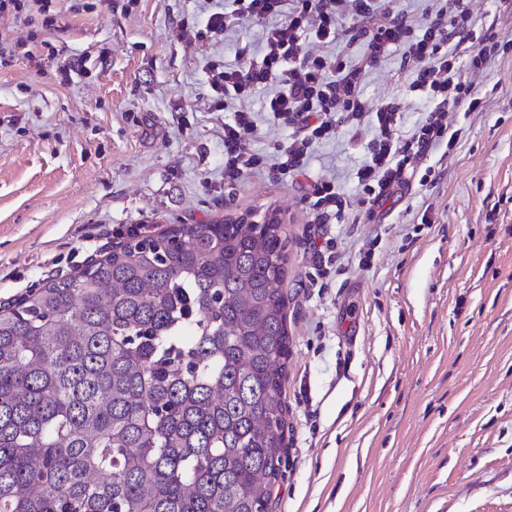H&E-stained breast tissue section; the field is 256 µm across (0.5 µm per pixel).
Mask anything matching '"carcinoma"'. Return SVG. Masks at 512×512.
<instances>
[{
  "instance_id": "1",
  "label": "carcinoma",
  "mask_w": 512,
  "mask_h": 512,
  "mask_svg": "<svg viewBox=\"0 0 512 512\" xmlns=\"http://www.w3.org/2000/svg\"><path fill=\"white\" fill-rule=\"evenodd\" d=\"M282 222L130 236L0 309V512H269Z\"/></svg>"
}]
</instances>
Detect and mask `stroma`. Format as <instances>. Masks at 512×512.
<instances>
[{"mask_svg": "<svg viewBox=\"0 0 512 512\" xmlns=\"http://www.w3.org/2000/svg\"><path fill=\"white\" fill-rule=\"evenodd\" d=\"M216 0H52L0 18V306L74 274L132 232L278 210L287 246L290 356L282 474L270 512H512V50L476 81L484 111L433 153L430 184L394 191L356 224H319L308 179L224 177V115L205 66L235 64L261 31L177 41ZM391 47L362 81L402 99L404 128L431 104L405 95ZM74 62L69 80L55 59ZM249 148L274 161L289 130ZM371 129L318 144L310 177L357 201ZM327 284L314 274L330 252Z\"/></svg>", "mask_w": 512, "mask_h": 512, "instance_id": "1", "label": "stroma"}]
</instances>
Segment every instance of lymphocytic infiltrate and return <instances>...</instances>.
Wrapping results in <instances>:
<instances>
[{
	"instance_id": "lymphocytic-infiltrate-1",
	"label": "lymphocytic infiltrate",
	"mask_w": 512,
	"mask_h": 512,
	"mask_svg": "<svg viewBox=\"0 0 512 512\" xmlns=\"http://www.w3.org/2000/svg\"><path fill=\"white\" fill-rule=\"evenodd\" d=\"M249 25L262 28V46L236 48L238 62L208 65L211 106L224 115V174L240 180L273 171L280 181L305 176V160L340 127L372 126L375 135L356 173L360 209L342 197L335 179L310 187L309 203L320 224H346L360 212H373L395 187L429 175L420 169L429 154L454 146L461 131L452 112H479L483 97L475 85L512 42L482 34L467 0H430L424 22L388 10L384 0H224L207 14L203 27L179 24L176 38L190 42L221 36ZM350 39L364 44L359 58L330 46ZM402 46L400 67L411 80L410 94L428 98L433 107L411 130L402 128L400 98L369 107L362 96L364 74L381 69L386 51ZM265 92L269 123L291 128L275 163L252 152L247 141L261 128L244 102Z\"/></svg>"
}]
</instances>
